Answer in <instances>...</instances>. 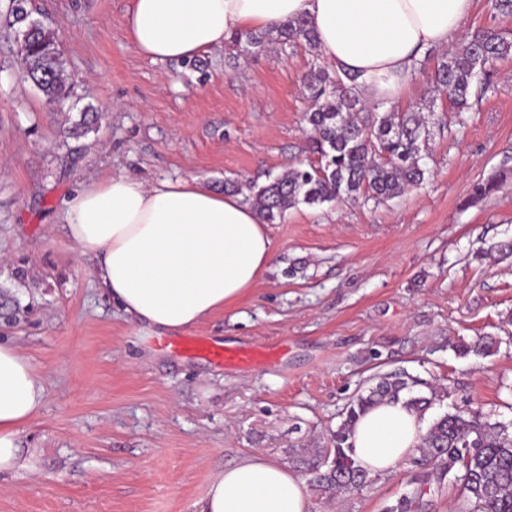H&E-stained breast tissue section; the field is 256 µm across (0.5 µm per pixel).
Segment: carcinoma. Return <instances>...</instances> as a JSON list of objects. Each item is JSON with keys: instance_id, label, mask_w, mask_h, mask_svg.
<instances>
[{"instance_id": "1", "label": "carcinoma", "mask_w": 512, "mask_h": 512, "mask_svg": "<svg viewBox=\"0 0 512 512\" xmlns=\"http://www.w3.org/2000/svg\"><path fill=\"white\" fill-rule=\"evenodd\" d=\"M25 0H14V31L24 28ZM226 43L235 49L259 53L272 44L292 48H318L316 36L302 18L261 32H239ZM512 55V38L495 30L473 33L456 51L442 58L431 82L438 95L458 112L473 110L493 88L494 63ZM24 73L51 104H62L71 93L70 77L58 48L56 32L41 27L21 52ZM310 106L303 120L309 149L318 164L289 168L264 185L225 181L224 192L241 194L263 222L274 224L288 210L300 205L363 200L376 205L404 194L423 182L421 167L426 141L424 121L415 112L392 106L383 113L366 110L357 75L330 69L312 57L303 77ZM99 110L88 107L68 127L78 137L99 122ZM501 181L491 177L473 187L470 201L477 203L499 191ZM417 385L402 374L386 376L366 396L353 400L347 417L333 434L332 459L314 463L315 482L324 490L342 493L358 490L368 482L358 465L351 442L355 422L382 399L398 401ZM415 463L438 472L439 479L457 470L461 475L457 512H472L478 502L490 512H512V423H491L477 412L457 411L437 418L422 437Z\"/></svg>"}]
</instances>
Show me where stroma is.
<instances>
[{
  "instance_id": "obj_1",
  "label": "stroma",
  "mask_w": 512,
  "mask_h": 512,
  "mask_svg": "<svg viewBox=\"0 0 512 512\" xmlns=\"http://www.w3.org/2000/svg\"><path fill=\"white\" fill-rule=\"evenodd\" d=\"M130 0H32L54 28L71 103L102 115L67 137L64 113L17 61L0 0V341L42 379V409L22 433L29 469L0 473V512H197L212 475L259 453L306 477L347 405L380 376L407 371L417 394L445 390L427 421L455 410L512 422V56L495 65L479 109L458 113L430 81L429 48L396 105L430 130L425 182L380 206L298 205L268 225L275 246L256 288L192 336L259 346L256 367L163 347L100 288L97 258L70 240L64 202L81 185L130 175L154 184L270 179L312 161L302 116L310 54L222 46L199 68L151 62L131 43ZM500 176L477 203L475 184ZM493 347L472 352L478 338ZM404 459L310 512H391L415 496ZM413 512H454L453 477H429Z\"/></svg>"
}]
</instances>
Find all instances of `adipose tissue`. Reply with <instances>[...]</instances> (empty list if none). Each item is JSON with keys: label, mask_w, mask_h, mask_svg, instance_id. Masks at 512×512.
<instances>
[{"label": "adipose tissue", "mask_w": 512, "mask_h": 512, "mask_svg": "<svg viewBox=\"0 0 512 512\" xmlns=\"http://www.w3.org/2000/svg\"><path fill=\"white\" fill-rule=\"evenodd\" d=\"M472 0H131L125 23L137 52L154 62L189 60L236 32L305 18L330 65L358 74L369 101L395 100L415 60L458 38ZM68 235L97 258L99 284L138 326L191 328L260 282L273 244L239 196L197 179L145 186L128 175L76 189L65 202ZM45 388L30 361L0 343V471L26 467L23 427ZM423 416L382 400L352 431L369 476L392 472L418 448ZM304 480L254 455L218 471L199 512H308Z\"/></svg>", "instance_id": "ef3b65f1"}]
</instances>
